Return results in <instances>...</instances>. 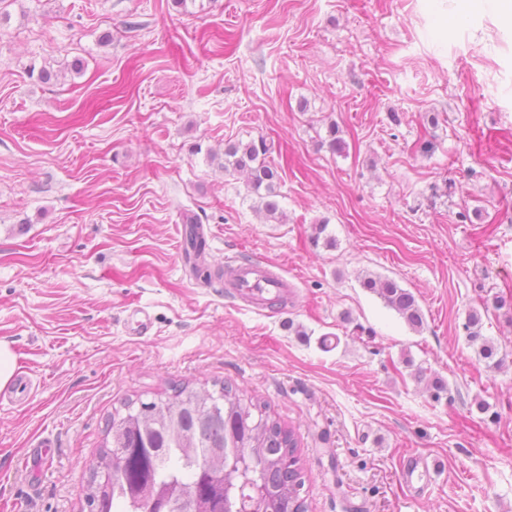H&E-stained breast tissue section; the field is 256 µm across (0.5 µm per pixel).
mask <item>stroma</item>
I'll list each match as a JSON object with an SVG mask.
<instances>
[{
	"label": "stroma",
	"mask_w": 512,
	"mask_h": 512,
	"mask_svg": "<svg viewBox=\"0 0 512 512\" xmlns=\"http://www.w3.org/2000/svg\"><path fill=\"white\" fill-rule=\"evenodd\" d=\"M460 9L0 0V343L33 383L0 388V512H84L110 414L222 382L292 430L308 512H512V29ZM259 140L278 221L216 160ZM228 258L285 304L229 293ZM185 224H190L188 244L191 250H186L185 255L189 262H193L194 265L204 256L206 240L203 233L200 231L199 222L196 218L186 217ZM363 285L376 293L387 307L395 310L411 327L423 326V313L414 295L402 288L397 281L389 278H368Z\"/></svg>",
	"instance_id": "obj_1"
}]
</instances>
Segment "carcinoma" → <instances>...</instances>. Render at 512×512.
I'll list each match as a JSON object with an SVG mask.
<instances>
[{
  "mask_svg": "<svg viewBox=\"0 0 512 512\" xmlns=\"http://www.w3.org/2000/svg\"><path fill=\"white\" fill-rule=\"evenodd\" d=\"M268 151L263 142L230 144L224 149L222 167L246 174L266 218L278 221L282 213L273 197L279 174L266 161ZM186 223L190 249L185 255L196 263L204 256L206 240L197 219L188 217ZM364 287L411 327L423 326L414 295L397 281L368 278ZM479 324L478 315L469 317L467 337L481 342V352L491 358L494 347L480 336ZM123 407L108 418L105 442L90 463L86 498L97 502L98 512H113L116 502L126 505L125 512H142L147 494L170 501L181 498L188 481L199 477L202 459L209 462V470L197 512H306L296 441L267 405L246 399L225 384L208 394L178 384L164 400H128Z\"/></svg>",
  "mask_w": 512,
  "mask_h": 512,
  "instance_id": "obj_1",
  "label": "carcinoma"
}]
</instances>
